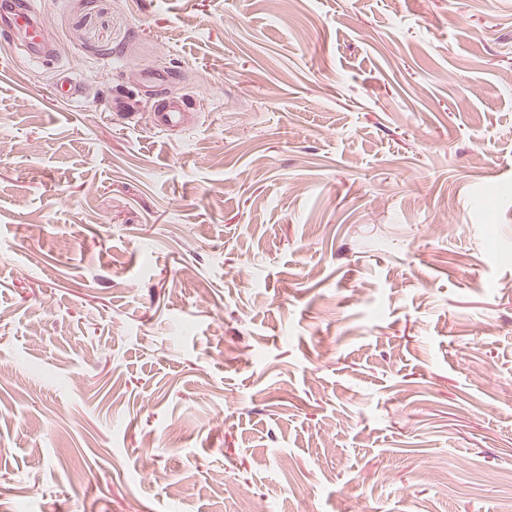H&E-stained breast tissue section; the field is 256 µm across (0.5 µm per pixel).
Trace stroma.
<instances>
[{
  "mask_svg": "<svg viewBox=\"0 0 512 512\" xmlns=\"http://www.w3.org/2000/svg\"><path fill=\"white\" fill-rule=\"evenodd\" d=\"M40 8L0 512H512V0ZM156 113L158 126L162 130L183 127L187 124L190 112H185L182 101L168 100L161 103Z\"/></svg>",
  "mask_w": 512,
  "mask_h": 512,
  "instance_id": "35a3bbf8",
  "label": "stroma"
}]
</instances>
